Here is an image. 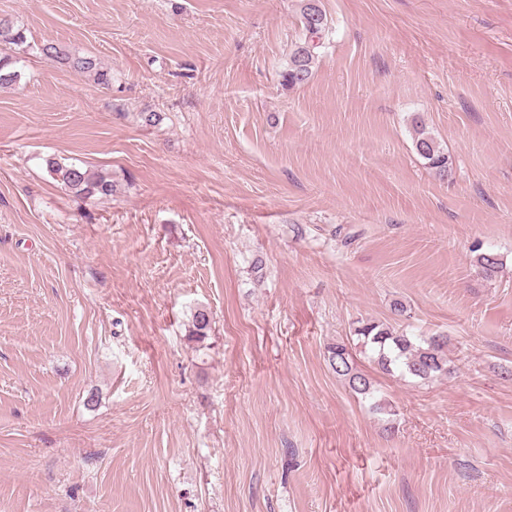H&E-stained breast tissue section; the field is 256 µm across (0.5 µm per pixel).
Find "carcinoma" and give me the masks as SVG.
<instances>
[{
	"instance_id": "cac0c4a2",
	"label": "carcinoma",
	"mask_w": 512,
	"mask_h": 512,
	"mask_svg": "<svg viewBox=\"0 0 512 512\" xmlns=\"http://www.w3.org/2000/svg\"><path fill=\"white\" fill-rule=\"evenodd\" d=\"M298 8L305 39L294 46L287 67L281 72L282 84L292 88L308 84L314 76L318 61L315 49L329 29L321 0H299ZM24 39L22 29L9 19L0 18L1 52H5L10 45L23 43ZM40 51L51 60L88 75L97 85H112V71L100 66L92 56L71 54L53 42L42 44ZM19 80L20 73L15 68L12 56L6 53L1 55L0 88L13 86ZM413 145L429 168L442 178L448 176L450 168L447 153L418 120L414 121ZM46 166L49 175L77 198L108 197L116 193V183L112 177L101 171L65 164L55 158L47 159ZM476 265L484 278L492 279L499 273L502 262L496 253L486 251L477 255ZM210 326V312L204 307L197 308L192 315L191 335L203 339L208 335ZM355 332L362 346L371 353L372 362L386 373L398 370L421 381L451 373L446 336H409L375 321L360 322ZM327 361L333 372L345 381L353 393L365 399L373 397V382L357 368L347 344L338 342L328 346Z\"/></svg>"
}]
</instances>
